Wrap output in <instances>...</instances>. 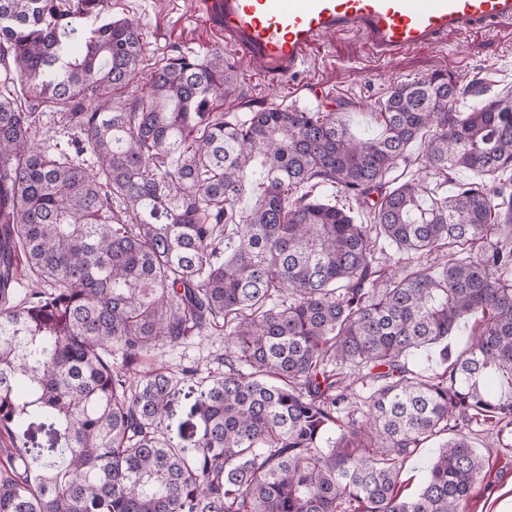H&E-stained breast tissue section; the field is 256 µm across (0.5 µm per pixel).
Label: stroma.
I'll use <instances>...</instances> for the list:
<instances>
[{"label":"stroma","instance_id":"stroma-1","mask_svg":"<svg viewBox=\"0 0 512 512\" xmlns=\"http://www.w3.org/2000/svg\"><path fill=\"white\" fill-rule=\"evenodd\" d=\"M194 0H112L113 17L139 21L146 48V67L162 62L173 48L202 54L217 49L207 27L191 12ZM224 57L237 77L238 94L228 95L219 108L246 116L251 105L334 110L340 98L352 100L346 115L353 132L371 134L376 130L372 114L390 89L437 71L453 73L460 83L482 79L490 94L512 93V24L462 37L451 34L438 44L408 51L385 62L374 61L365 41L356 34L330 37L315 45L301 77L278 88L265 85L254 67L236 60L232 52ZM224 336L211 333L187 344L157 352L164 367L179 370L197 368L207 376L221 367ZM471 444L485 462L467 512H502L512 494V426L471 425Z\"/></svg>","mask_w":512,"mask_h":512}]
</instances>
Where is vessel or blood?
<instances>
[{"mask_svg":"<svg viewBox=\"0 0 512 512\" xmlns=\"http://www.w3.org/2000/svg\"><path fill=\"white\" fill-rule=\"evenodd\" d=\"M209 30L276 88L327 36L359 34L388 61L451 33L512 22V0H199Z\"/></svg>","mask_w":512,"mask_h":512,"instance_id":"obj_1","label":"vessel or blood"}]
</instances>
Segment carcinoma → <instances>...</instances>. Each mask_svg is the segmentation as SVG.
Here are the masks:
<instances>
[{"label":"carcinoma","instance_id":"1","mask_svg":"<svg viewBox=\"0 0 512 512\" xmlns=\"http://www.w3.org/2000/svg\"><path fill=\"white\" fill-rule=\"evenodd\" d=\"M143 63L111 0H0V434L54 433L0 448V512H467L463 429L512 424V97L462 115L482 81L434 73L359 137L342 112L215 111L237 91L220 50L115 104ZM49 102L70 150L40 144ZM458 169L492 180L430 187ZM475 315L442 373L409 371ZM211 330L224 370L186 444L166 418L198 371L153 354ZM452 427L405 495L404 461ZM47 432V428H41L39 426V422H36V424L31 427L30 438H28V441L24 446H27V448H31L32 446L46 448L48 446L49 439ZM23 442H25V440L22 437L14 439L13 443H11L7 436L5 438L0 436V448H24Z\"/></svg>","mask_w":512,"mask_h":512}]
</instances>
